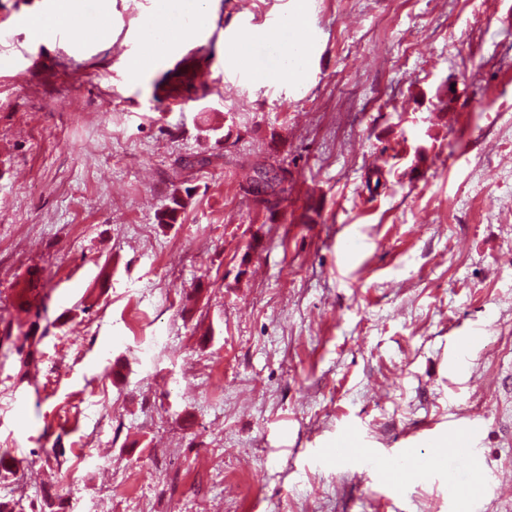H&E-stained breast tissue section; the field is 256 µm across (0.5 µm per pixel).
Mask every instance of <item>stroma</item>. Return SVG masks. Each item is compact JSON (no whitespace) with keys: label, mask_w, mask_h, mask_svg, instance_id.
Returning <instances> with one entry per match:
<instances>
[{"label":"stroma","mask_w":512,"mask_h":512,"mask_svg":"<svg viewBox=\"0 0 512 512\" xmlns=\"http://www.w3.org/2000/svg\"><path fill=\"white\" fill-rule=\"evenodd\" d=\"M52 6L0 0V316L31 344L0 346V449L28 475L0 499L512 512V0H81L85 29L44 40ZM161 12L192 29L131 77ZM245 39L267 79L240 73ZM188 52L212 82L166 99ZM269 164L275 217L241 189ZM474 417L453 483L327 456L344 433L422 456Z\"/></svg>","instance_id":"1"}]
</instances>
